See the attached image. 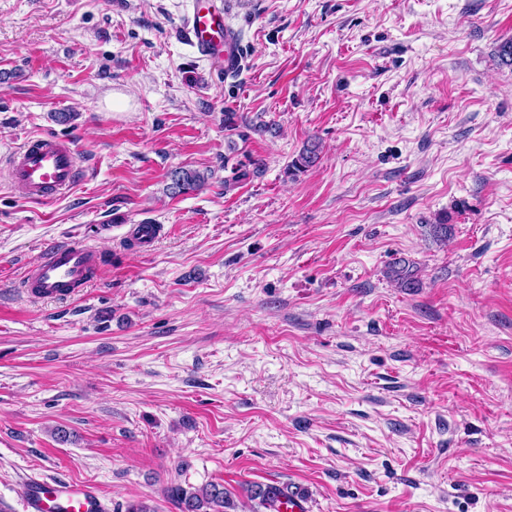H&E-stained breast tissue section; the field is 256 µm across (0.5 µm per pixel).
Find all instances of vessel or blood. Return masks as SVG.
<instances>
[{"instance_id":"vessel-or-blood-1","label":"vessel or blood","mask_w":512,"mask_h":512,"mask_svg":"<svg viewBox=\"0 0 512 512\" xmlns=\"http://www.w3.org/2000/svg\"><path fill=\"white\" fill-rule=\"evenodd\" d=\"M187 29L193 47L202 56L221 63L225 75L243 69V46L214 0H193ZM77 174L73 143L52 134L30 138L14 152L10 162L12 185L36 201L54 199L75 183ZM100 266L97 248L77 241L58 243L28 268L25 286L41 298H65L88 287L97 278ZM25 504L27 512H112L95 485L62 478L29 480Z\"/></svg>"}]
</instances>
